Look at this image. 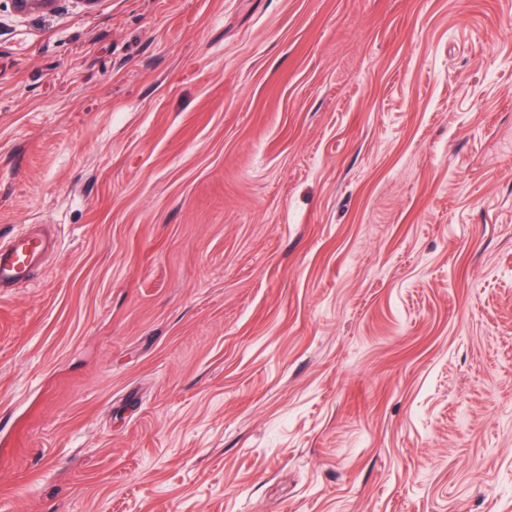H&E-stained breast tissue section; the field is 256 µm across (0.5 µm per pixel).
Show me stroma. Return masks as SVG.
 <instances>
[{"label": "stroma", "instance_id": "1", "mask_svg": "<svg viewBox=\"0 0 512 512\" xmlns=\"http://www.w3.org/2000/svg\"><path fill=\"white\" fill-rule=\"evenodd\" d=\"M0 512H512V0H0ZM47 244L43 235L26 233L8 245H0V288L29 280L35 269L34 259Z\"/></svg>", "mask_w": 512, "mask_h": 512}]
</instances>
